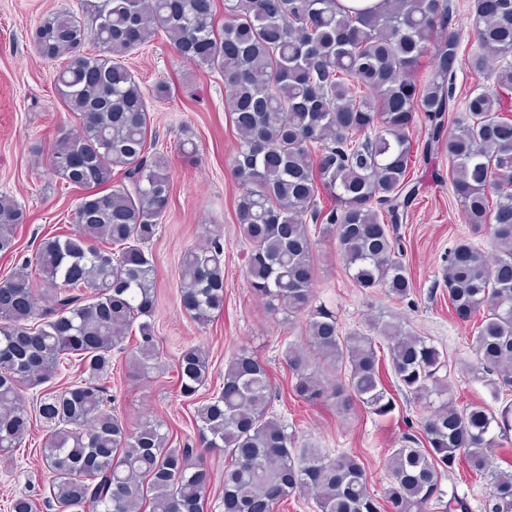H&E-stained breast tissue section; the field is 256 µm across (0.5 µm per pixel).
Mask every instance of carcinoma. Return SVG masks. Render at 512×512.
<instances>
[{
	"label": "carcinoma",
	"mask_w": 512,
	"mask_h": 512,
	"mask_svg": "<svg viewBox=\"0 0 512 512\" xmlns=\"http://www.w3.org/2000/svg\"><path fill=\"white\" fill-rule=\"evenodd\" d=\"M80 10L45 17L33 34L38 56L64 60L55 85L79 120L77 131L60 132L49 166L83 194L74 230L42 239L0 281V455L22 446L33 416L45 422L40 458L54 512H206V453L216 450L230 457L224 512H276L306 490L318 512H381L383 501L389 512L434 504L467 512L442 488L457 468L488 478L481 512H512V462L495 466L489 453L509 439L512 408L457 407L447 360L401 324L379 317L368 334L342 332L335 315L313 305L308 229L318 224L335 237L358 287L407 299L413 283L398 224L417 192L408 169L418 149L447 157L465 223L490 225L498 251L490 265L475 245L455 246L443 278L448 304L463 322L482 315L468 373L497 376V391L512 387V61L473 59L490 86L468 98L470 121L450 131L461 46L450 0H382L375 12L354 13L336 0H224L221 27L215 0H80ZM473 14L479 43L512 56V0H474ZM161 33L184 59L223 76L229 91L226 111L239 137L236 212L253 294L290 323L305 319L309 345L340 374L324 384L308 355L290 346L283 360L293 395L390 414L396 403L383 383L381 338L395 387L428 403L420 435L407 434L388 458L380 495L357 456L296 447L297 431L270 412L268 371L245 349L226 364L222 388L196 408V448L169 447L160 420L132 430L107 404L101 380L132 331L137 368L146 373L158 362L155 268L145 247L171 200L152 112L172 87L145 89L126 60ZM88 40L99 52L82 50ZM428 54L433 73L423 82L417 68ZM417 112L428 121L421 147L410 136ZM25 221L16 200L0 195V252L13 249ZM33 272L55 291L47 306H38ZM179 294L183 312L201 325L224 310L219 239L184 252ZM70 355L82 379L26 405L22 392L51 382ZM177 372L181 395L195 399L208 382L206 351L186 349Z\"/></svg>",
	"instance_id": "carcinoma-1"
}]
</instances>
